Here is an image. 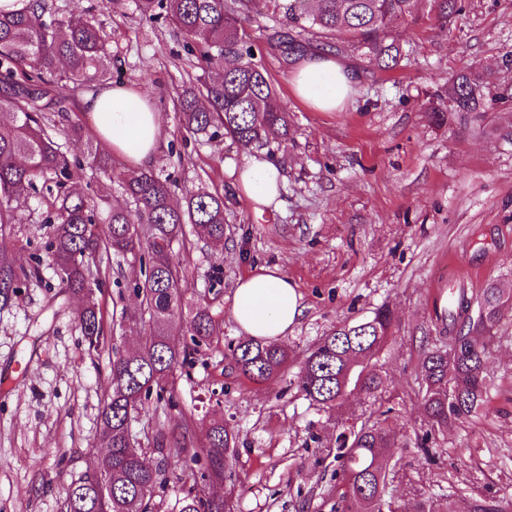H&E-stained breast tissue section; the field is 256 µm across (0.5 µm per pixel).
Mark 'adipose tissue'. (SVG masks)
Instances as JSON below:
<instances>
[{
	"instance_id": "1",
	"label": "adipose tissue",
	"mask_w": 512,
	"mask_h": 512,
	"mask_svg": "<svg viewBox=\"0 0 512 512\" xmlns=\"http://www.w3.org/2000/svg\"><path fill=\"white\" fill-rule=\"evenodd\" d=\"M291 83L299 98L330 111L348 98L356 77L326 51L297 64ZM82 108L92 113L98 137L114 154L133 168L149 165L161 135V117L148 93L133 87L104 89L85 96ZM235 185L256 207L268 206L279 195V169L271 161L250 158L239 169ZM303 310L296 284L276 266H260L240 278L231 305L240 332L266 340L286 336Z\"/></svg>"
}]
</instances>
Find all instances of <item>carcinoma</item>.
<instances>
[{
  "mask_svg": "<svg viewBox=\"0 0 512 512\" xmlns=\"http://www.w3.org/2000/svg\"><path fill=\"white\" fill-rule=\"evenodd\" d=\"M419 0H136L142 15L163 20L184 39L188 53L222 69L217 81L201 75L176 100L185 126L196 136L222 135L241 146H263L291 136L289 113L278 101L267 71L256 60L254 41L245 22L274 5L288 28V54L302 52L303 42L322 45L342 55L361 52L379 70H392L404 59L391 23L413 15ZM112 54L100 23L83 16L62 17L50 0H32L18 13L0 12V73L8 119L0 121V232L21 217L12 203L40 195L48 232L45 249L59 286L79 297L76 324L88 351L100 352L108 338L104 328L102 285L112 257L132 256L146 271L134 292L140 311L149 316L150 333L135 352L112 359L109 394L100 412V437L107 454L96 473H86L66 488V512H155L157 487L165 483V460L154 461L131 437L129 418L149 411L148 403L167 401V383L177 367L192 364L199 348L220 333L207 307L192 308L181 288V269L171 258V245L191 224L196 233L216 244L224 241V196L200 188L178 203L161 176L152 169L120 174L131 205L116 208L99 195H77L69 183L82 160L62 149L49 133L46 113L59 104L54 92L111 79ZM503 96L491 76L459 70L448 83V105L429 112L437 126H481L487 112ZM92 164L112 176V156L88 150ZM42 280L40 262L15 265L0 254V301L8 303L17 289ZM464 290L451 304L445 329L458 346L434 343L419 362L424 384L425 422L441 431L465 424L488 409L491 380L487 363L495 329L512 312V298L491 282L478 301L477 315L463 306ZM185 321L191 344H181L176 321ZM389 308L345 323L321 337L300 366L293 383L312 405L333 414L350 395L377 399L385 379L371 367L393 336ZM240 376L253 383L272 380L291 359L288 348L275 340L248 338L230 349ZM389 411L370 425H352L336 437V512H381L393 479L385 458L395 444L387 423ZM193 444L192 422L182 418L173 435L172 455H185L202 467V480L224 481V456L236 447V437L224 420L210 423L207 442ZM509 500L495 495L473 498L467 512H508ZM177 512H237L234 489L224 498L210 497L194 483L176 503Z\"/></svg>",
  "mask_w": 512,
  "mask_h": 512,
  "instance_id": "1",
  "label": "carcinoma"
}]
</instances>
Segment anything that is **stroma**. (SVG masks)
Wrapping results in <instances>:
<instances>
[{"label": "stroma", "instance_id": "35a3bbf8", "mask_svg": "<svg viewBox=\"0 0 512 512\" xmlns=\"http://www.w3.org/2000/svg\"><path fill=\"white\" fill-rule=\"evenodd\" d=\"M441 27L433 0L417 19L395 23L405 58L401 67L370 69L359 53L345 55L359 76L348 102L318 112L291 87L294 61L270 36L279 16L265 13L248 29L280 100L290 113L287 144L243 147L188 132L176 95L200 74L170 28L141 20L134 0H56L67 14L102 22L112 50V88L138 85L155 99L162 135L151 168L166 178L175 199L204 186L224 196L223 244L200 239L185 226L171 251L183 270L187 300L209 307L222 324L193 366L177 369L174 408L150 407L131 432L141 447H159L187 416L195 445L209 422L223 418L238 443L225 465L235 482L238 512H336V437L354 421L388 411L397 446L392 496L414 512L419 501L445 498L456 512L468 499L512 496V317L503 320L488 371V416L427 433L418 374L425 342L447 341L441 318L450 291L477 299L488 282L512 289V142L473 127H438L428 108L451 76L469 66L493 73L506 102L489 114L512 127V0H459ZM85 88L65 92L68 122L78 141L57 134L69 153L99 145ZM252 157L273 161L283 176L270 221L240 194L235 174ZM44 205L20 206V224L0 237L13 261L45 256ZM257 266L279 267L304 305L284 338L303 359L334 327L389 306L395 330L375 366L387 380L378 400L352 395L340 420L319 411L292 385L291 373L272 383L238 375L230 345L241 341L231 315L238 280ZM140 265L113 266L103 286L111 349L89 354L75 323L79 301L52 273L0 304V512H65V488L105 454L99 414L107 397L113 352L139 347L149 330L132 292ZM432 458L424 460L420 443Z\"/></svg>", "mask_w": 512, "mask_h": 512}]
</instances>
